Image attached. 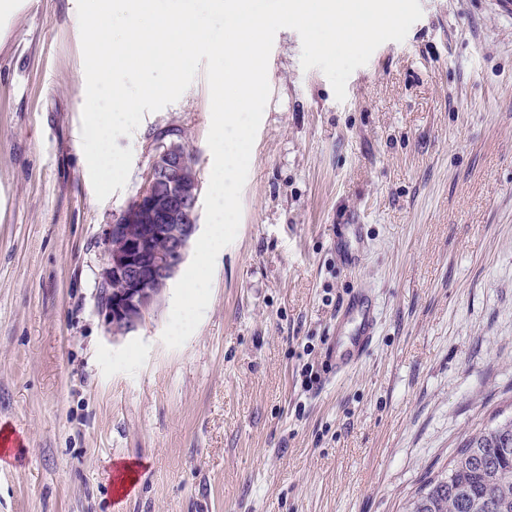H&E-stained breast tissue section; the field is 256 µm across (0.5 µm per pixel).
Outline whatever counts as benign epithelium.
Masks as SVG:
<instances>
[{"label": "benign epithelium", "instance_id": "obj_1", "mask_svg": "<svg viewBox=\"0 0 512 512\" xmlns=\"http://www.w3.org/2000/svg\"><path fill=\"white\" fill-rule=\"evenodd\" d=\"M187 166L182 146L162 136L148 164L143 185L103 232L107 260L99 282L123 284L100 308L108 333L124 335L135 330L153 307L167 282L182 263L196 231L195 210L200 184L184 175ZM127 224H144L147 233L138 238L118 235ZM162 240L166 247H155Z\"/></svg>", "mask_w": 512, "mask_h": 512}]
</instances>
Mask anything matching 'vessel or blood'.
<instances>
[{
  "instance_id": "b4317fda",
  "label": "vessel or blood",
  "mask_w": 512,
  "mask_h": 512,
  "mask_svg": "<svg viewBox=\"0 0 512 512\" xmlns=\"http://www.w3.org/2000/svg\"><path fill=\"white\" fill-rule=\"evenodd\" d=\"M363 245L361 225H337L336 251L346 266L359 263ZM377 325L378 313L370 290L357 289L342 303L334 318L323 356L328 374L342 377L357 367L372 349Z\"/></svg>"
}]
</instances>
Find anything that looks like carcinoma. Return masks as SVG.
<instances>
[{
    "instance_id": "obj_1",
    "label": "carcinoma",
    "mask_w": 512,
    "mask_h": 512,
    "mask_svg": "<svg viewBox=\"0 0 512 512\" xmlns=\"http://www.w3.org/2000/svg\"><path fill=\"white\" fill-rule=\"evenodd\" d=\"M407 512H512V422L471 434L448 470L424 481Z\"/></svg>"
}]
</instances>
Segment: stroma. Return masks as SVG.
<instances>
[{
	"instance_id": "35a3bbf8",
	"label": "stroma",
	"mask_w": 512,
	"mask_h": 512,
	"mask_svg": "<svg viewBox=\"0 0 512 512\" xmlns=\"http://www.w3.org/2000/svg\"><path fill=\"white\" fill-rule=\"evenodd\" d=\"M419 2L341 102L277 32L238 234L177 349L169 287L108 335L102 234L160 133L208 186L204 75L118 137L131 171L100 201L76 0L0 17V512H405L472 432L512 419V11ZM350 216L366 250L347 269ZM359 286L380 318L370 355L304 390ZM362 224H337L336 251L348 267L356 266L363 255Z\"/></svg>"
}]
</instances>
